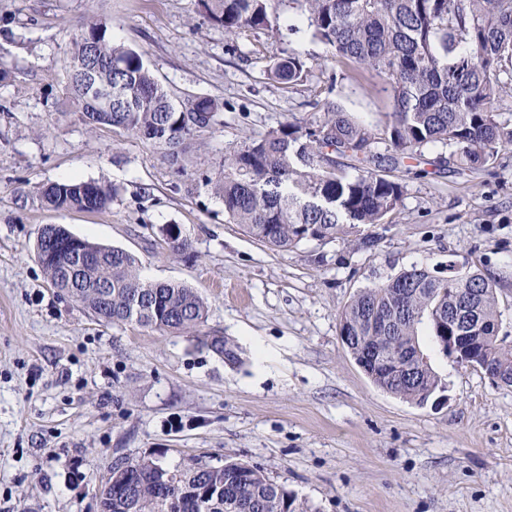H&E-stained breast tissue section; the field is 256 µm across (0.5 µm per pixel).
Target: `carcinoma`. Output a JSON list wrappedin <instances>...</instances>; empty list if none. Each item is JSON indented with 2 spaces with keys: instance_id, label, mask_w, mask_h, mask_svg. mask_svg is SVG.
Segmentation results:
<instances>
[{
  "instance_id": "obj_1",
  "label": "carcinoma",
  "mask_w": 512,
  "mask_h": 512,
  "mask_svg": "<svg viewBox=\"0 0 512 512\" xmlns=\"http://www.w3.org/2000/svg\"><path fill=\"white\" fill-rule=\"evenodd\" d=\"M313 38L327 45L340 66L369 71L385 81L389 111L377 125L357 121L335 107L323 117L286 121L224 156L218 175L202 186L219 197L224 216L251 238L278 250L303 241L330 242L358 224H383L400 205L403 184L389 172L407 159L422 158L437 143L451 148L461 171L495 163L512 146V124L498 119L500 102L512 82V0H289ZM209 20L231 38L251 30L277 28L279 0H199ZM66 89L90 127L112 125L152 141L178 163L179 147L197 132L198 119L221 123L224 103L207 96L173 102L142 55L113 41L103 19L83 24L71 38L65 66ZM306 63L293 54L275 59L267 78L292 84ZM112 84V109L88 97L89 78ZM357 170L350 177L344 162ZM116 190L78 179L51 182L40 191L53 211L96 212L109 207ZM66 228L47 224L36 257L51 285L114 324H136L164 333L195 329L207 316L204 299L179 283L146 282L136 256L115 246L83 240L84 260L65 245ZM448 263V278L425 269L406 270L388 282L361 289L341 312L339 333L358 336L397 361L395 372L373 371L372 382L406 401L423 405L440 387L430 363L404 359L399 349L419 343L427 324L437 346L454 335V291L480 293L473 309L486 321L501 317L495 281L480 270L459 272ZM405 316L391 327L371 325L374 311ZM214 354L235 363L236 351L222 336H204ZM478 356L512 380V341L476 346ZM149 457L107 478L102 512H162L160 501L174 493ZM203 485H221L237 512H307L284 486L254 467L238 471L235 460L219 466L201 460L171 470Z\"/></svg>"
}]
</instances>
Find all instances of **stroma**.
Segmentation results:
<instances>
[{
  "label": "stroma",
  "mask_w": 512,
  "mask_h": 512,
  "mask_svg": "<svg viewBox=\"0 0 512 512\" xmlns=\"http://www.w3.org/2000/svg\"><path fill=\"white\" fill-rule=\"evenodd\" d=\"M279 12V31L234 40L197 0H0V512H97L113 463L144 455L169 468L243 460L308 512H512V386L445 357L424 324L441 386L416 405L377 388L339 336L359 290L414 267L444 277L452 261L495 279L512 334V146L496 168L464 173L446 146L429 147L427 172L397 169L404 195L388 222L336 241L274 251L248 237L200 185L224 154L329 100L371 124L388 103L368 72L329 90L339 65L292 31L285 0ZM91 17L173 99L223 101V124L196 133L180 165L152 141L89 129L70 104L65 52ZM290 52L305 77L267 79ZM65 179L118 194L99 212L42 207L41 186ZM46 224L132 252L143 280L193 288L208 306L199 332L235 343L239 364L196 334L99 321L47 280L35 257ZM170 224L187 251L164 245Z\"/></svg>",
  "instance_id": "35a3bbf8"
}]
</instances>
